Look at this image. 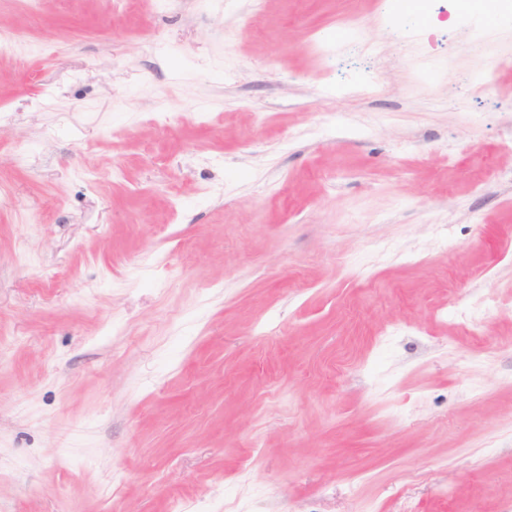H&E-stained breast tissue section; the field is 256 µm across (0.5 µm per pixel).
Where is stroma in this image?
<instances>
[{"label": "stroma", "mask_w": 512, "mask_h": 512, "mask_svg": "<svg viewBox=\"0 0 512 512\" xmlns=\"http://www.w3.org/2000/svg\"><path fill=\"white\" fill-rule=\"evenodd\" d=\"M410 24L0 0V512H512V24ZM348 35L336 42L330 40H321L319 47L315 48L317 54H325L328 57L336 55V57L347 55L350 52H356L360 56L373 54L376 50L375 46L367 41L364 37L362 26L358 21L344 24Z\"/></svg>", "instance_id": "stroma-1"}]
</instances>
